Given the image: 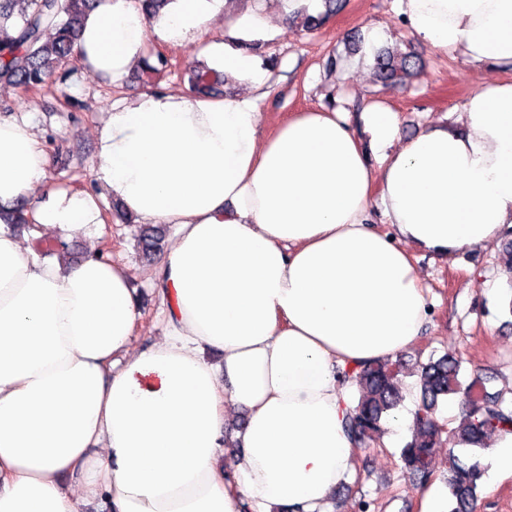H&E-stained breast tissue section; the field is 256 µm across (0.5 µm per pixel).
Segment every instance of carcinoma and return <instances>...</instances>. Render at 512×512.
Masks as SVG:
<instances>
[{"mask_svg":"<svg viewBox=\"0 0 512 512\" xmlns=\"http://www.w3.org/2000/svg\"><path fill=\"white\" fill-rule=\"evenodd\" d=\"M325 10L314 15L306 8L294 12L293 20L308 31L322 28L342 11L347 0H323ZM93 0H0V84L37 94L58 79L62 66L77 57L75 46ZM154 63L144 62L142 75L150 81L168 67L160 53H149ZM411 53L379 50L374 69L383 87L403 82L419 66ZM189 84L201 94H213L224 85V73L205 64L189 67ZM163 231L146 225L140 247L147 258L161 247ZM460 354L429 357L418 365L415 386L421 397L413 412L414 433L404 443L400 459L418 475L420 482L432 479L435 451L448 448V512H475L483 489L485 469L482 451L494 433L512 432V401L491 393L478 376L462 374ZM401 363L390 358L372 361L341 372L343 380L360 390L356 403L346 411L344 429L357 448L376 447L385 434V424L404 401ZM459 400L461 414L439 420L438 412L449 401Z\"/></svg>","mask_w":512,"mask_h":512,"instance_id":"cac0c4a2","label":"carcinoma"}]
</instances>
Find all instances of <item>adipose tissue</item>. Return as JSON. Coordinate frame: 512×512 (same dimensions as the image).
I'll return each mask as SVG.
<instances>
[{
	"instance_id": "ef3b65f1",
	"label": "adipose tissue",
	"mask_w": 512,
	"mask_h": 512,
	"mask_svg": "<svg viewBox=\"0 0 512 512\" xmlns=\"http://www.w3.org/2000/svg\"><path fill=\"white\" fill-rule=\"evenodd\" d=\"M395 2L427 47L512 64V0ZM223 4L177 0L153 25L136 0H97L81 60L118 78L148 30L189 44ZM269 27L263 10L227 27L226 74L264 84L237 43ZM47 166L34 125L0 119V210L29 197L65 238L97 223L98 196L46 189ZM95 175L143 223L176 227L155 275L165 332L132 349L123 265L32 257L0 221V512H239L245 498L334 512L353 465L340 373L397 358L427 320L409 247L449 257L512 229V79L485 78L452 124L411 137L380 105L356 123L299 112L266 135L251 98L145 91L108 112ZM376 200L390 231L370 223ZM231 405L247 421L228 472Z\"/></svg>"
}]
</instances>
